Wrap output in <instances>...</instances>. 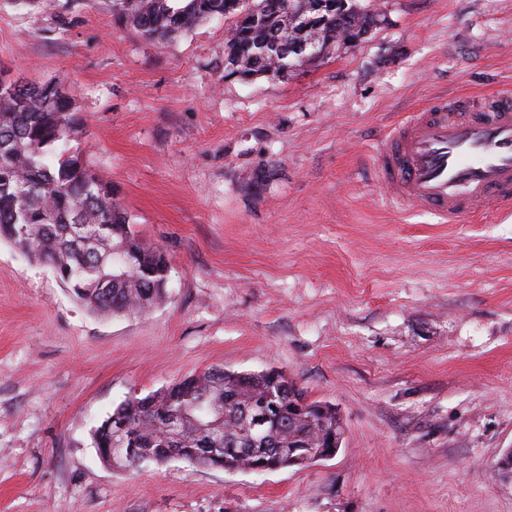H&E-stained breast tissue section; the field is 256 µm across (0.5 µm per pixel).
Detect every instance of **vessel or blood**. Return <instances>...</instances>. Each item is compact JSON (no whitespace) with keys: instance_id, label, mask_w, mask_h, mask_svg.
I'll use <instances>...</instances> for the list:
<instances>
[{"instance_id":"obj_1","label":"vessel or blood","mask_w":512,"mask_h":512,"mask_svg":"<svg viewBox=\"0 0 512 512\" xmlns=\"http://www.w3.org/2000/svg\"><path fill=\"white\" fill-rule=\"evenodd\" d=\"M373 152L384 199L462 221L512 209V88L438 97L408 113Z\"/></svg>"}]
</instances>
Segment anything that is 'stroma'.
Returning a JSON list of instances; mask_svg holds the SVG:
<instances>
[{
    "label": "stroma",
    "mask_w": 512,
    "mask_h": 512,
    "mask_svg": "<svg viewBox=\"0 0 512 512\" xmlns=\"http://www.w3.org/2000/svg\"><path fill=\"white\" fill-rule=\"evenodd\" d=\"M284 78L224 74L229 23L173 40L110 0H0V70L55 82L72 147L171 265L164 303L89 312L0 241V512H512V215L386 207L372 150L434 97L512 86V0H377ZM210 367L275 369L345 427L263 473L108 467L95 426Z\"/></svg>",
    "instance_id": "obj_1"
}]
</instances>
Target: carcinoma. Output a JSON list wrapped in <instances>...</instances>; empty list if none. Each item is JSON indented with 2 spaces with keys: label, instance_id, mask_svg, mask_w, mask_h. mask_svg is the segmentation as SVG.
Here are the masks:
<instances>
[{
  "label": "carcinoma",
  "instance_id": "carcinoma-1",
  "mask_svg": "<svg viewBox=\"0 0 512 512\" xmlns=\"http://www.w3.org/2000/svg\"><path fill=\"white\" fill-rule=\"evenodd\" d=\"M332 2L336 7L321 15L318 0H112V15L147 39L229 18L225 52L236 55V65L228 75L284 78L361 41L378 16L364 0ZM79 129L73 101L55 84L0 77V240L45 261L93 314L147 311L166 298L167 255L141 241L132 216L71 150ZM283 382L274 370L210 368L118 405L94 429V447H113L108 425L119 421L124 446L139 450L130 467L161 466L181 450L204 467L286 468L277 449L330 447L336 413L320 414L323 401L301 392L300 408L292 407L288 391L295 387ZM269 395L279 412L257 430L254 410Z\"/></svg>",
  "mask_w": 512,
  "mask_h": 512
}]
</instances>
